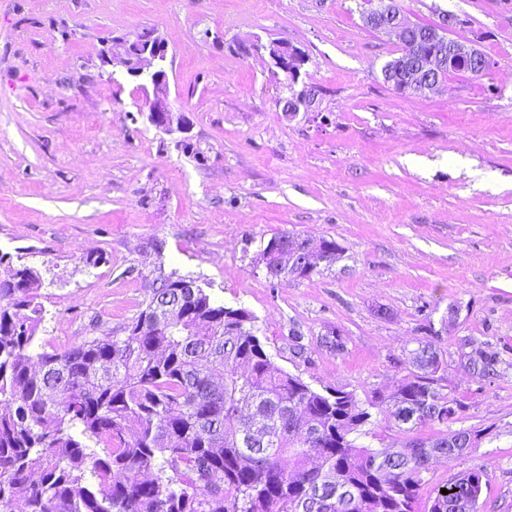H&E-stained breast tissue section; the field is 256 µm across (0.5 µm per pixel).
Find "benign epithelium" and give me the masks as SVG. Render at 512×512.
Instances as JSON below:
<instances>
[{
	"label": "benign epithelium",
	"instance_id": "benign-epithelium-1",
	"mask_svg": "<svg viewBox=\"0 0 512 512\" xmlns=\"http://www.w3.org/2000/svg\"><path fill=\"white\" fill-rule=\"evenodd\" d=\"M364 21L371 29L393 36L404 51L392 58L382 68L384 83L399 92L433 93L447 82V72L453 68H490L473 44L467 40L448 37V14L432 29L416 37L415 24L409 22L395 6V0H377V4L364 14ZM256 51L268 57L270 71L288 74L291 95L284 101L282 111L290 116L300 111H309L313 98L307 88L295 90L301 70L307 63L305 53L298 47L281 40L268 44L258 43ZM112 64L125 69L126 73L139 81L147 104L148 121L167 134L181 135L179 143L190 141L189 121L186 115L172 108L169 101V81L165 66L168 48L158 35L143 37L136 41L125 38L112 40L106 52ZM318 240L298 236L288 246V269L296 271L310 267L320 261L326 266L335 264V259L318 254Z\"/></svg>",
	"mask_w": 512,
	"mask_h": 512
}]
</instances>
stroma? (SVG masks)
<instances>
[{
    "mask_svg": "<svg viewBox=\"0 0 512 512\" xmlns=\"http://www.w3.org/2000/svg\"><path fill=\"white\" fill-rule=\"evenodd\" d=\"M397 3L413 23L465 17L453 35L489 70L393 91L381 68L401 46L364 24L365 0H0V253L42 274L37 353L121 332L163 269L252 312L274 362L317 389L392 391L433 328L460 427L491 434L436 461L425 489L481 466L478 512H512V0ZM147 30L204 161L102 59ZM255 37L307 54L310 111L282 112L287 81L240 48ZM283 232L334 239L343 257L270 285L254 258ZM334 329L339 355L320 344ZM473 343L498 353L497 377L469 371Z\"/></svg>",
    "mask_w": 512,
    "mask_h": 512,
    "instance_id": "35a3bbf8",
    "label": "stroma"
}]
</instances>
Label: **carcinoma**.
Masks as SVG:
<instances>
[{
    "label": "carcinoma",
    "instance_id": "carcinoma-1",
    "mask_svg": "<svg viewBox=\"0 0 512 512\" xmlns=\"http://www.w3.org/2000/svg\"><path fill=\"white\" fill-rule=\"evenodd\" d=\"M256 261L288 272V238ZM0 512H417L425 475L463 404L441 384L444 351L432 336L408 351L410 375L389 393L312 388L278 367L245 308L216 304L175 269L123 335H100L31 355L44 306L39 270L0 255ZM500 359L469 358L481 381ZM416 411L408 424L402 406ZM382 418L405 435L443 426L400 448L358 439ZM486 471L433 490L427 512H477Z\"/></svg>",
    "mask_w": 512,
    "mask_h": 512
}]
</instances>
